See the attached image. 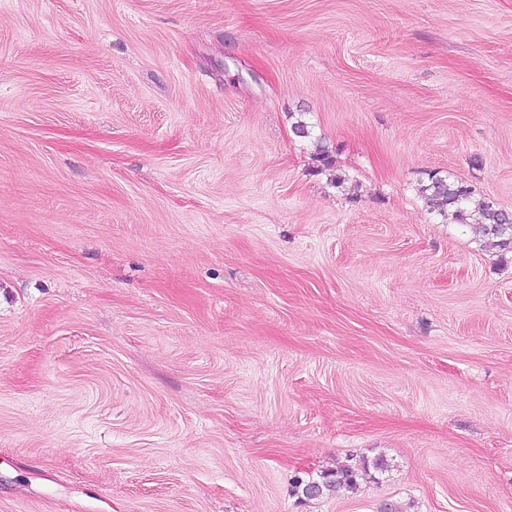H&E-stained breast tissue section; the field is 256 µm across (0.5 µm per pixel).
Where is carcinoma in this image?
I'll return each mask as SVG.
<instances>
[{"label": "carcinoma", "mask_w": 512, "mask_h": 512, "mask_svg": "<svg viewBox=\"0 0 512 512\" xmlns=\"http://www.w3.org/2000/svg\"><path fill=\"white\" fill-rule=\"evenodd\" d=\"M421 196L442 218H452L459 224H477L490 243L512 249V213L481 201L472 203L471 189L462 182L432 175L420 188ZM367 466L343 464L321 471L317 476L296 477L293 494L305 499H317L330 494H343L357 488L358 479Z\"/></svg>", "instance_id": "cac0c4a2"}]
</instances>
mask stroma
Returning <instances> with one entry per match:
<instances>
[{
  "instance_id": "35a3bbf8",
  "label": "stroma",
  "mask_w": 512,
  "mask_h": 512,
  "mask_svg": "<svg viewBox=\"0 0 512 512\" xmlns=\"http://www.w3.org/2000/svg\"><path fill=\"white\" fill-rule=\"evenodd\" d=\"M433 174L512 212V0H0V512H512ZM361 468L363 470H361ZM367 466L343 464L333 469H326L316 477H295L292 491L295 496L305 499H317L330 494H343L357 488L362 471L366 473Z\"/></svg>"
}]
</instances>
